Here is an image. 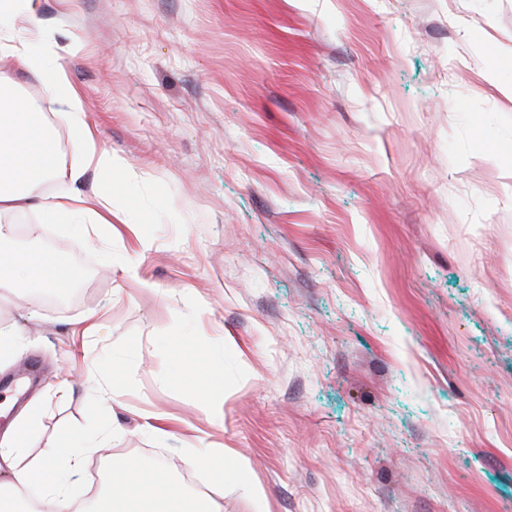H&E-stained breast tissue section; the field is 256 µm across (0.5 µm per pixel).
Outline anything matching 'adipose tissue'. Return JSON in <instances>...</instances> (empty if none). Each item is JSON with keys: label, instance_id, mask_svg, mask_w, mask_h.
I'll use <instances>...</instances> for the list:
<instances>
[{"label": "adipose tissue", "instance_id": "1", "mask_svg": "<svg viewBox=\"0 0 512 512\" xmlns=\"http://www.w3.org/2000/svg\"><path fill=\"white\" fill-rule=\"evenodd\" d=\"M0 56L11 58L15 70L46 88L55 114L78 143L77 158L65 161L46 113L18 111L10 87L0 78V212L37 209L49 222L77 224L98 240H111L112 191L86 193L81 180L87 171L114 170L120 162L102 147L98 132L87 122L81 93L59 62L55 42L43 29L33 0H0ZM49 182L59 184L58 193L46 194ZM10 233L8 225H0V288L47 291L68 279V272L60 268L33 273L29 262L10 250ZM214 361L212 352L201 349L192 362L177 359L172 367L177 374L198 378L196 392L209 416L216 418L223 413L224 386L211 377ZM41 431L42 414L31 408L0 436V512H78L67 479L80 474L84 452L97 451L101 443L85 439L79 453L51 441L35 455L22 438ZM89 512L222 510L210 496L193 499L177 490L162 467L128 457Z\"/></svg>", "mask_w": 512, "mask_h": 512}]
</instances>
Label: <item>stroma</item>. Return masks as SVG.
<instances>
[{
    "mask_svg": "<svg viewBox=\"0 0 512 512\" xmlns=\"http://www.w3.org/2000/svg\"><path fill=\"white\" fill-rule=\"evenodd\" d=\"M38 12L137 223L99 244L0 215L28 229L16 253L90 270L61 306L0 290V379L37 366L43 438L108 432L71 498L138 457L192 497L231 469L223 512H512V0ZM91 310L100 332L74 335ZM199 346L221 360L216 424L170 367ZM189 441L229 456L188 469Z\"/></svg>",
    "mask_w": 512,
    "mask_h": 512,
    "instance_id": "obj_1",
    "label": "stroma"
}]
</instances>
